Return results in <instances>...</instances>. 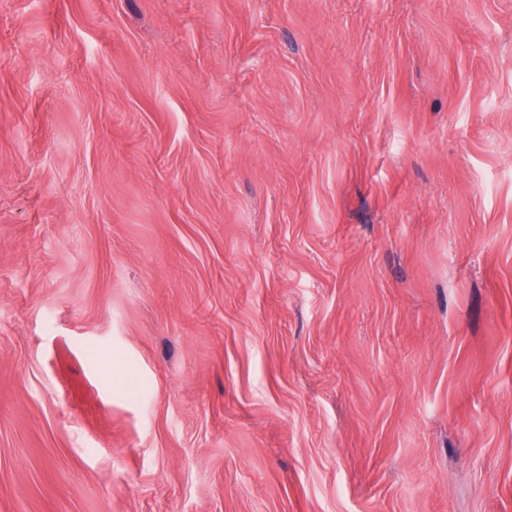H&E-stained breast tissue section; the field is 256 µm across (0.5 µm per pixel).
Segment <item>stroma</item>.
I'll list each match as a JSON object with an SVG mask.
<instances>
[{"label": "stroma", "instance_id": "35a3bbf8", "mask_svg": "<svg viewBox=\"0 0 512 512\" xmlns=\"http://www.w3.org/2000/svg\"><path fill=\"white\" fill-rule=\"evenodd\" d=\"M0 512H512V0H0Z\"/></svg>", "mask_w": 512, "mask_h": 512}]
</instances>
